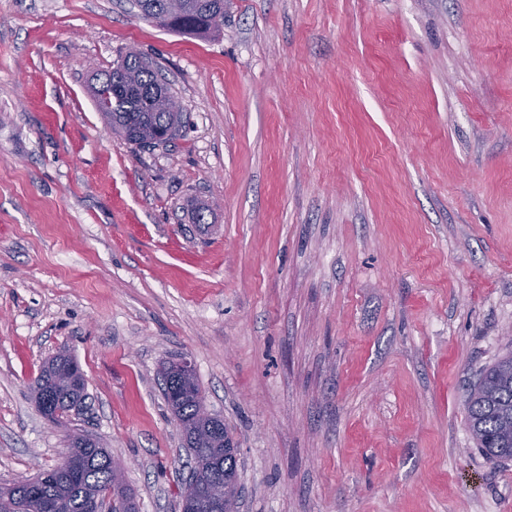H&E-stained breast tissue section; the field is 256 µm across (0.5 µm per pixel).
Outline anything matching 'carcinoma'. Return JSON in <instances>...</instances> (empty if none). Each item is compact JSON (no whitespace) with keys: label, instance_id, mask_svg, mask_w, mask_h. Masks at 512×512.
Masks as SVG:
<instances>
[{"label":"carcinoma","instance_id":"cac0c4a2","mask_svg":"<svg viewBox=\"0 0 512 512\" xmlns=\"http://www.w3.org/2000/svg\"><path fill=\"white\" fill-rule=\"evenodd\" d=\"M141 16L166 31L206 36L216 32L210 17L224 15V0H135ZM117 70L96 79H120L126 73L133 84L112 98V109L102 118L112 132L139 147H156L167 143L171 127H181L187 114L165 111L158 97H172L160 70L136 55L125 58ZM164 390L176 397L172 411L181 426L189 458V471L203 472L208 480L226 478L238 481L237 449L221 419L200 416L205 397L199 381H194L189 396L182 393L180 373L175 362L163 367ZM35 401L46 418L57 410L66 411L88 398L84 374L77 360L67 354L49 360L34 381ZM468 428L478 448L488 459L512 461V351L485 367L470 385L465 399ZM84 468L73 475L55 467L33 477L15 481L8 495L0 497V512H86L85 503L93 493L115 490L122 497L117 507L136 512L131 490L122 474L112 471V452L86 435H77L69 449Z\"/></svg>","mask_w":512,"mask_h":512}]
</instances>
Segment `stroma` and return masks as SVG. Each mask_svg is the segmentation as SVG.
<instances>
[{
    "mask_svg": "<svg viewBox=\"0 0 512 512\" xmlns=\"http://www.w3.org/2000/svg\"><path fill=\"white\" fill-rule=\"evenodd\" d=\"M131 52L188 114L166 145L90 96ZM511 344L512 0H227L205 40L0 0V485L79 429L138 512H182L158 370L184 356L239 512H512L465 411ZM63 349L90 397L53 424L32 386Z\"/></svg>",
    "mask_w": 512,
    "mask_h": 512,
    "instance_id": "35a3bbf8",
    "label": "stroma"
}]
</instances>
